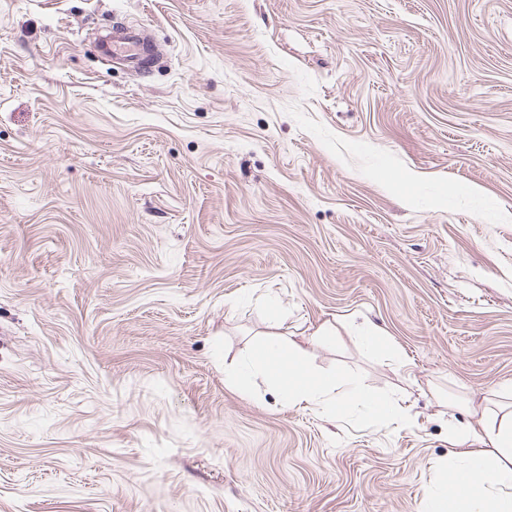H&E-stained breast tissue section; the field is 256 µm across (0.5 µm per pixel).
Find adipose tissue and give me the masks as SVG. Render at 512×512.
Here are the masks:
<instances>
[{
	"mask_svg": "<svg viewBox=\"0 0 512 512\" xmlns=\"http://www.w3.org/2000/svg\"><path fill=\"white\" fill-rule=\"evenodd\" d=\"M334 332L325 324L301 343L267 340L246 369L225 371L224 378L239 386L245 371L263 374L289 406L323 402L335 410L359 407L382 419L409 417L411 408L403 400L375 397L353 377L311 365V347ZM448 439L454 449L426 490L423 512H512V404L493 407L481 398L471 406L470 421L452 427ZM452 477L458 480L453 492L448 489Z\"/></svg>",
	"mask_w": 512,
	"mask_h": 512,
	"instance_id": "1",
	"label": "adipose tissue"
}]
</instances>
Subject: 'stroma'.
Listing matches in <instances>:
<instances>
[{
	"instance_id": "obj_1",
	"label": "stroma",
	"mask_w": 512,
	"mask_h": 512,
	"mask_svg": "<svg viewBox=\"0 0 512 512\" xmlns=\"http://www.w3.org/2000/svg\"><path fill=\"white\" fill-rule=\"evenodd\" d=\"M326 323L411 419L225 385ZM510 388L512 0H0V512H422ZM145 48V40L142 35L125 27H113L112 33L105 36L101 42L104 53L112 54V58H120L128 64L136 67L138 57ZM386 331L376 325L367 324L360 341L363 347L371 354L383 360H390L399 367L406 364L404 357L393 348L387 338Z\"/></svg>"
}]
</instances>
